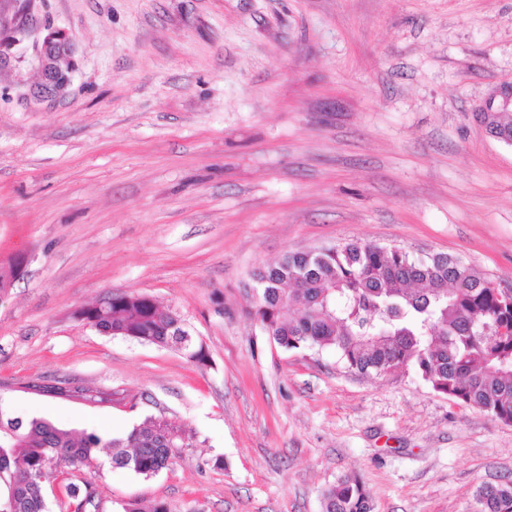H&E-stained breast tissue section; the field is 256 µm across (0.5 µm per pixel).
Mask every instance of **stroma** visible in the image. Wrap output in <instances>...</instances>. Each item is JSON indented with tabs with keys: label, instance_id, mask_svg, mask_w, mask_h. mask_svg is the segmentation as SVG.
I'll use <instances>...</instances> for the list:
<instances>
[{
	"label": "stroma",
	"instance_id": "obj_1",
	"mask_svg": "<svg viewBox=\"0 0 512 512\" xmlns=\"http://www.w3.org/2000/svg\"><path fill=\"white\" fill-rule=\"evenodd\" d=\"M0 407L119 435L163 414L189 446L144 479L63 468L96 512H323L358 476L374 512H477L512 481V425L413 369L362 376L284 350L253 273L350 241L461 258L512 288V146L479 113L512 80V0H0ZM74 69L29 94L48 29ZM121 292L175 310L209 361L100 333ZM110 393H41L57 379ZM222 467H215V460Z\"/></svg>",
	"mask_w": 512,
	"mask_h": 512
}]
</instances>
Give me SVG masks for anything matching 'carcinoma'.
Here are the masks:
<instances>
[{"label":"carcinoma","mask_w":512,"mask_h":512,"mask_svg":"<svg viewBox=\"0 0 512 512\" xmlns=\"http://www.w3.org/2000/svg\"><path fill=\"white\" fill-rule=\"evenodd\" d=\"M491 134L512 140V121L485 112ZM252 315L285 350H332L348 368L382 376L413 369L435 392L512 425V303L460 259L415 257L403 248L349 242L320 251L287 254L253 274ZM113 337L174 347L190 361L208 363L203 344L183 342L186 329L172 310L149 296L114 294L101 308L79 311ZM91 401L109 395L60 383L46 387ZM183 426L151 415L119 436L58 427L0 409V512H48L46 488L61 466L89 467L105 448L112 467L144 479L170 468L183 446ZM73 512L94 505L91 485L68 483ZM479 512H512V481L484 484ZM324 512H373L363 484L346 477L323 495Z\"/></svg>","instance_id":"cac0c4a2"}]
</instances>
